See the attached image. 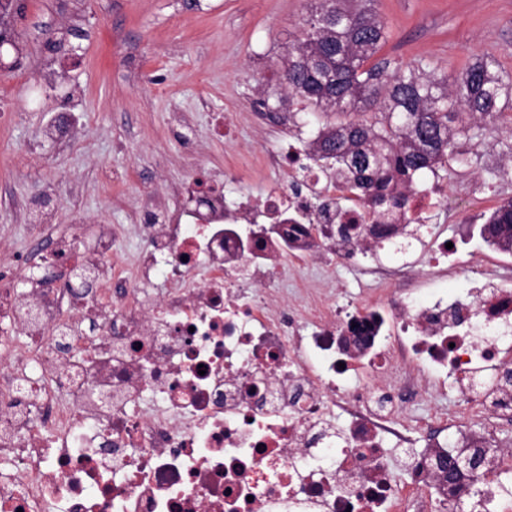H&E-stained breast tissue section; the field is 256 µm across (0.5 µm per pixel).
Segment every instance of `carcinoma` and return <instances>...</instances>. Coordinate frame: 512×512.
<instances>
[{"instance_id":"cac0c4a2","label":"carcinoma","mask_w":512,"mask_h":512,"mask_svg":"<svg viewBox=\"0 0 512 512\" xmlns=\"http://www.w3.org/2000/svg\"><path fill=\"white\" fill-rule=\"evenodd\" d=\"M387 38L375 0H320L288 46L282 85L288 96L314 112H358L362 117L327 125L315 138L320 157L332 160L336 179L369 204L374 214L401 209L417 174L432 173L448 161H468L460 149L480 133L459 123L467 113L493 129L500 101L512 100V76L497 69L488 55L475 57L449 84L443 74L422 66L388 70L368 64ZM490 245L512 253V199L499 205L482 227ZM469 467L459 470L452 459ZM493 458L477 443L448 451V495L464 477L476 484Z\"/></svg>"}]
</instances>
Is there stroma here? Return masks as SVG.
Masks as SVG:
<instances>
[{
  "mask_svg": "<svg viewBox=\"0 0 512 512\" xmlns=\"http://www.w3.org/2000/svg\"><path fill=\"white\" fill-rule=\"evenodd\" d=\"M10 15L21 53L0 69V256L18 255L30 224L50 213L57 224L125 228L118 240L135 251L131 232L146 198L167 185L229 173L230 192L263 195L277 172L262 170L264 155L292 133L312 141L339 114L290 110L259 117V102L283 95L277 80L289 41L315 0H20ZM389 36L376 55L391 67L428 64L448 78L485 53L500 54L512 71V0H377ZM61 123L60 140L49 128ZM499 131H484L467 163L419 174L416 189L438 183L449 192L427 226L460 242L457 261L489 253L479 234L480 213L496 206L493 193L512 162V103ZM408 265L425 288L468 294V270L427 278L422 245L407 252L386 246L357 265L312 261L277 282L275 300L293 299L296 282L316 281L322 297L352 307L378 284L370 267L386 260Z\"/></svg>",
  "mask_w": 512,
  "mask_h": 512,
  "instance_id": "obj_1",
  "label": "stroma"
}]
</instances>
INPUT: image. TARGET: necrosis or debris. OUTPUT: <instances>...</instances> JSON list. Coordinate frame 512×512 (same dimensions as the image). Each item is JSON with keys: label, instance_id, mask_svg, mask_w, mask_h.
<instances>
[{"label": "necrosis or debris", "instance_id": "obj_1", "mask_svg": "<svg viewBox=\"0 0 512 512\" xmlns=\"http://www.w3.org/2000/svg\"><path fill=\"white\" fill-rule=\"evenodd\" d=\"M264 161L288 179L259 199L169 185L189 205L144 217L133 262L108 228L72 224L15 258L41 273L32 297L0 273V320L17 331L0 336V512H450L427 458L399 479L389 449L462 432L438 413L400 418L452 383L512 426V275L481 265L474 293L418 302L392 286L406 266L380 265L377 302L271 305L289 261L355 264L446 191L408 190L384 239L306 151ZM160 256L168 286L150 297ZM82 270L94 289L74 287ZM474 490L482 512H512V456L459 495Z\"/></svg>", "mask_w": 512, "mask_h": 512}]
</instances>
